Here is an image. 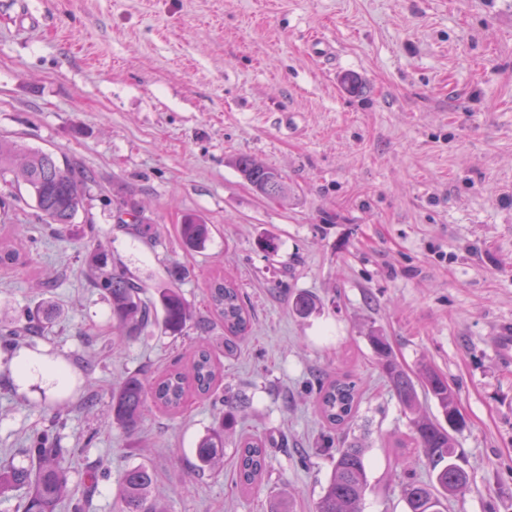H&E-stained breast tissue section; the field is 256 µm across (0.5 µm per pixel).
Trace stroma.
<instances>
[{"instance_id": "1", "label": "stroma", "mask_w": 512, "mask_h": 512, "mask_svg": "<svg viewBox=\"0 0 512 512\" xmlns=\"http://www.w3.org/2000/svg\"><path fill=\"white\" fill-rule=\"evenodd\" d=\"M313 35L335 56L310 54ZM1 137L94 182L68 228L37 221L26 197L8 212L32 260L0 269V330L45 303L54 317L44 335L0 346V460L30 465V438L47 433L71 491L110 469L84 512H120L118 479L139 463L168 512H270L277 498L315 512L332 468L316 379L350 373L363 512H407L403 487L430 465L401 445L410 417L376 332L407 370L430 364L457 394L468 485L448 512H512V365L494 344L512 327V0H0ZM243 156L279 170L287 195L256 193ZM133 199L139 234L115 222ZM189 215L211 227L205 249L181 244ZM99 244L150 293L188 267L178 288L193 318L218 274L249 304L244 337L225 344L218 326L207 338L221 388L245 399L219 467L198 470L193 454L217 421L210 401L189 397L131 433L113 424V389L199 338L153 325L125 339L85 275ZM299 293L318 301L305 319L289 307ZM24 354L57 364L65 384L20 383ZM243 433L267 462L246 496L231 482Z\"/></svg>"}]
</instances>
